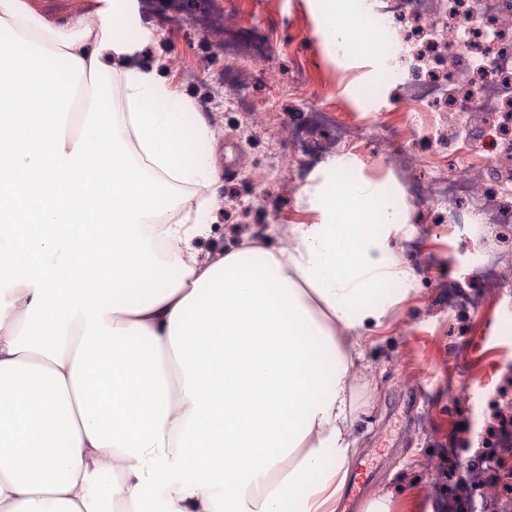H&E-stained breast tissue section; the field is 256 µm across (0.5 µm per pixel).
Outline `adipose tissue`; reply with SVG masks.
I'll list each match as a JSON object with an SVG mask.
<instances>
[{
  "label": "adipose tissue",
  "instance_id": "1",
  "mask_svg": "<svg viewBox=\"0 0 512 512\" xmlns=\"http://www.w3.org/2000/svg\"><path fill=\"white\" fill-rule=\"evenodd\" d=\"M321 38L367 44L353 0ZM140 0H0V512H335L355 442L337 336L381 324L407 218L343 159L289 245L201 256L218 178ZM39 12L49 13L63 21L87 15L90 0H28Z\"/></svg>",
  "mask_w": 512,
  "mask_h": 512
}]
</instances>
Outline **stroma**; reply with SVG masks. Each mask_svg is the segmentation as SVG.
Instances as JSON below:
<instances>
[{
	"mask_svg": "<svg viewBox=\"0 0 512 512\" xmlns=\"http://www.w3.org/2000/svg\"><path fill=\"white\" fill-rule=\"evenodd\" d=\"M157 28L148 59L180 92L194 97L214 137L216 155L233 144L239 163H219L214 187L222 201L203 251L231 250L250 225L256 242L277 250L288 228L315 219L305 188L317 162L298 152L289 129L330 120L324 129L357 133L342 156L358 174L395 190L409 222L390 240L395 258L412 269L415 289L386 284L392 308L383 326L355 329L363 361L355 370L350 431L357 452L343 491L352 512L391 495L396 512H425L449 503L468 512L464 489L479 465L493 402H512V228L487 225L484 239H465L445 223L444 203L426 187L449 157L491 185L512 191V177L482 149L477 112L406 107L400 58L383 63L367 54L342 56L317 33L309 0H144ZM244 80H226L231 58ZM494 249L508 268L489 286L481 254Z\"/></svg>",
	"mask_w": 512,
	"mask_h": 512,
	"instance_id": "35a3bbf8",
	"label": "stroma"
}]
</instances>
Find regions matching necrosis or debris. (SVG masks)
I'll use <instances>...</instances> for the list:
<instances>
[{"instance_id": "necrosis-or-debris-1", "label": "necrosis or debris", "mask_w": 512, "mask_h": 512, "mask_svg": "<svg viewBox=\"0 0 512 512\" xmlns=\"http://www.w3.org/2000/svg\"><path fill=\"white\" fill-rule=\"evenodd\" d=\"M400 22L410 32L409 69L427 73L418 99L426 104L449 103L462 88L478 111L492 121L488 144L493 158L512 155V0H442L434 17L418 15L415 0H392L374 14L375 26ZM432 199L451 202L469 216V233L481 234L487 224H512V194H490L483 181L457 168L454 175L435 177Z\"/></svg>"}]
</instances>
